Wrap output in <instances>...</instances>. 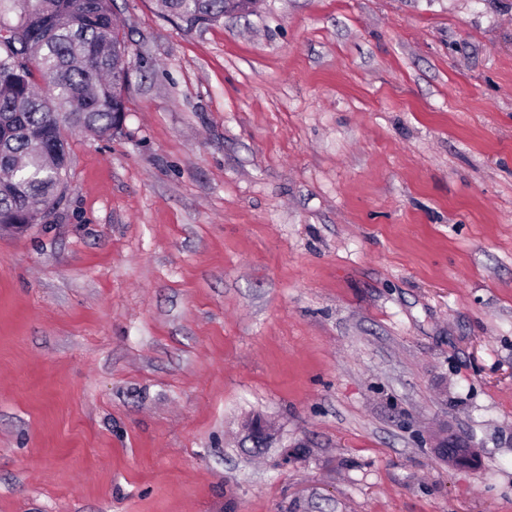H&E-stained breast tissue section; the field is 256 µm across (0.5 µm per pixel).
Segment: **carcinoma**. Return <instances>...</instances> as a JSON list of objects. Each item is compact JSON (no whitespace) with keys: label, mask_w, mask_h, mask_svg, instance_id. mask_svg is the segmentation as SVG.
<instances>
[{"label":"carcinoma","mask_w":512,"mask_h":512,"mask_svg":"<svg viewBox=\"0 0 512 512\" xmlns=\"http://www.w3.org/2000/svg\"><path fill=\"white\" fill-rule=\"evenodd\" d=\"M258 0H156L190 29ZM116 0H20L16 22L0 19V224H17L65 189L67 137L113 135L125 110L127 40Z\"/></svg>","instance_id":"cac0c4a2"}]
</instances>
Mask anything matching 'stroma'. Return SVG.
I'll use <instances>...</instances> for the list:
<instances>
[{"instance_id":"stroma-1","label":"stroma","mask_w":512,"mask_h":512,"mask_svg":"<svg viewBox=\"0 0 512 512\" xmlns=\"http://www.w3.org/2000/svg\"><path fill=\"white\" fill-rule=\"evenodd\" d=\"M117 4L125 133L0 232V512H512V0ZM158 10L197 28L216 22L230 13L255 11L258 0H156ZM433 448H443V453H437L449 462L459 465L462 456L472 458V452L468 449L471 444L460 435L449 432L446 428L439 430L433 437ZM458 449L460 453L457 455L453 452Z\"/></svg>"}]
</instances>
